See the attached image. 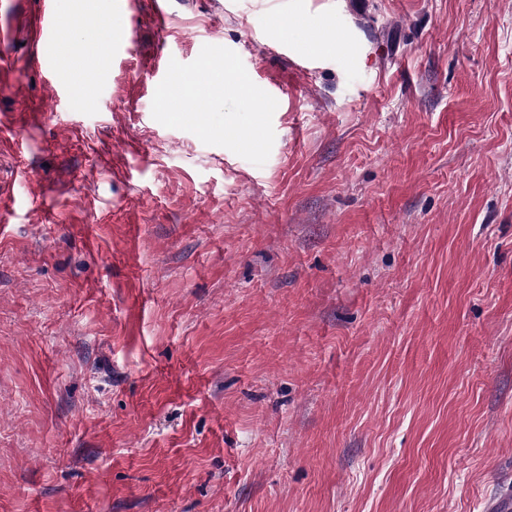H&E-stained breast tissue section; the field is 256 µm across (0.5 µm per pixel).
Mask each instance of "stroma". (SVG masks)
Listing matches in <instances>:
<instances>
[{
  "label": "stroma",
  "mask_w": 512,
  "mask_h": 512,
  "mask_svg": "<svg viewBox=\"0 0 512 512\" xmlns=\"http://www.w3.org/2000/svg\"><path fill=\"white\" fill-rule=\"evenodd\" d=\"M50 1L96 63L0 0V512H489L512 0ZM32 52L37 60L52 54L78 71L89 69L95 62V58L78 51L71 42L60 41L56 15L50 13L49 9H44L34 19Z\"/></svg>",
  "instance_id": "35a3bbf8"
}]
</instances>
